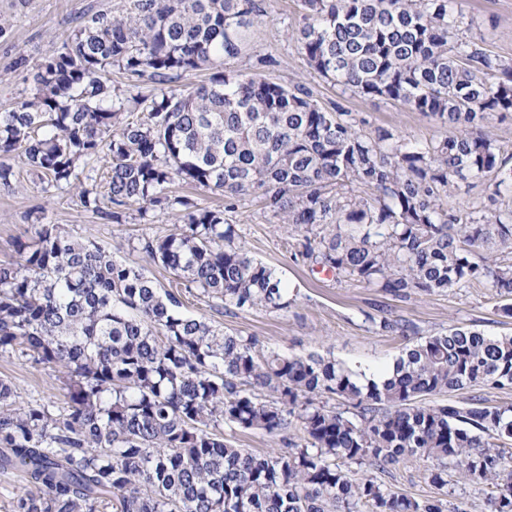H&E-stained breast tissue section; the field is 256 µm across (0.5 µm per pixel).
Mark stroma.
I'll use <instances>...</instances> for the list:
<instances>
[{
	"label": "stroma",
	"instance_id": "35a3bbf8",
	"mask_svg": "<svg viewBox=\"0 0 512 512\" xmlns=\"http://www.w3.org/2000/svg\"><path fill=\"white\" fill-rule=\"evenodd\" d=\"M126 5V0H0V18L8 23L6 33L0 34V108L30 95L32 69L77 28L84 15L97 11L119 14ZM457 8L462 13L464 37L502 58H512V0H458ZM266 9V16L251 31L248 55L227 60V68L262 69L284 84H307L322 105L336 103L352 113L365 133L385 127L418 139L445 134L440 122L421 113L380 98L344 94L325 82L297 52L301 22L297 0H266ZM267 56L276 64L261 68L259 61ZM8 162L17 178L11 186L0 185V262L15 259L14 241L26 237L42 214L47 223L59 225L69 235L108 247L121 244V259L145 265L150 277L168 284V271L146 263L127 241L144 234L163 236L179 231L182 223L175 213L152 210L143 217L131 208L120 223L101 220L79 205L73 189L41 182L27 173L18 156H10ZM232 222L238 243L250 256L275 269L287 284L290 306L276 312L219 314L205 301L192 297L185 311L210 319L227 333L255 337L263 348L294 355H331L352 366L385 364L411 341L373 326L372 318L382 316L410 320L423 336L452 325L512 335V318L501 315L500 301L490 289L467 288L401 301L356 282L337 280L333 274L310 270L295 260L287 233L268 220L256 203L241 201ZM0 377L13 382L21 406L56 405L66 392L59 373L17 353L0 355ZM427 469V462L404 460L388 466L381 479L406 495L430 497L436 489L428 480Z\"/></svg>",
	"mask_w": 512,
	"mask_h": 512
}]
</instances>
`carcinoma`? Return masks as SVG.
I'll return each instance as SVG.
<instances>
[{
  "label": "carcinoma",
  "mask_w": 512,
  "mask_h": 512,
  "mask_svg": "<svg viewBox=\"0 0 512 512\" xmlns=\"http://www.w3.org/2000/svg\"><path fill=\"white\" fill-rule=\"evenodd\" d=\"M455 4L299 0L309 67L448 128L429 139L365 134L305 84L224 69L265 0H128L124 15L84 17L35 66L31 95L0 109V153L102 219L136 205L176 211L183 228L135 245L176 291L56 224L33 225L19 259L0 263V352L58 370L67 389L61 407L21 408L0 378V470L26 481L11 512H470L444 503L450 466L492 488L484 512H512V406L475 394L512 389L511 335L454 326L362 383L332 356L260 349L182 311L185 292L218 312L288 308L282 278L227 217L253 196L311 268L400 300L481 284L512 317V151L487 133L512 116V59L461 36ZM114 68L136 84H113ZM204 70L208 83L178 84ZM100 166L103 192L85 186ZM469 179L488 183L487 200L452 205ZM177 182L224 206L173 193ZM456 391L471 395L437 401ZM237 430L280 446L238 448L226 437ZM407 458L433 463L440 496L349 474Z\"/></svg>",
  "instance_id": "1"
}]
</instances>
